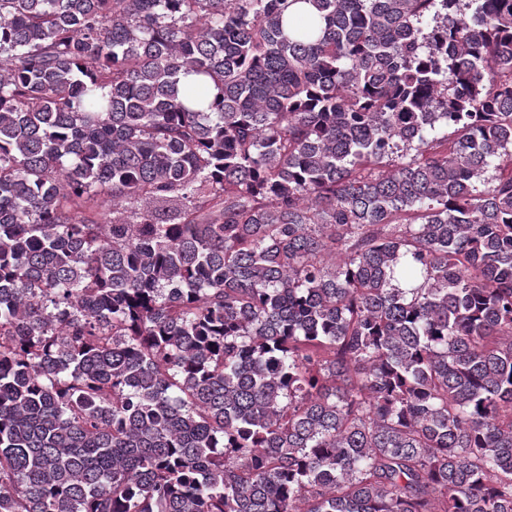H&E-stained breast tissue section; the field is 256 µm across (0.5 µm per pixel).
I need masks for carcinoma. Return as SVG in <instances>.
<instances>
[{"label": "carcinoma", "mask_w": 512, "mask_h": 512, "mask_svg": "<svg viewBox=\"0 0 512 512\" xmlns=\"http://www.w3.org/2000/svg\"><path fill=\"white\" fill-rule=\"evenodd\" d=\"M297 2L0 0V512H512V0Z\"/></svg>", "instance_id": "cac0c4a2"}]
</instances>
